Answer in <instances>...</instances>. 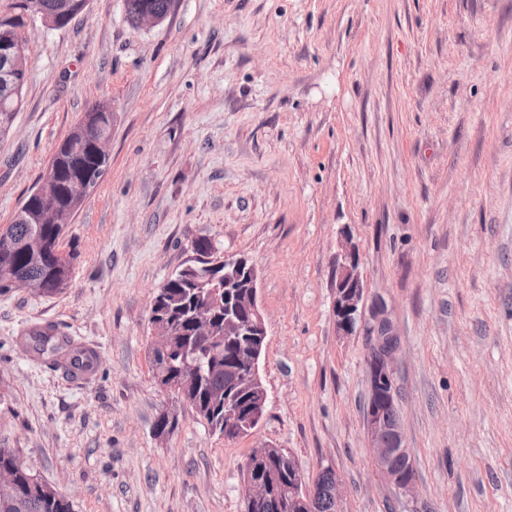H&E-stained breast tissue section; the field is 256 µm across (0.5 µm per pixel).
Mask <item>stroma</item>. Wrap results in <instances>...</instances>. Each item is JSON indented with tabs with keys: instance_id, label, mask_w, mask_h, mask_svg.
Instances as JSON below:
<instances>
[{
	"instance_id": "35a3bbf8",
	"label": "stroma",
	"mask_w": 512,
	"mask_h": 512,
	"mask_svg": "<svg viewBox=\"0 0 512 512\" xmlns=\"http://www.w3.org/2000/svg\"><path fill=\"white\" fill-rule=\"evenodd\" d=\"M26 38L0 227L93 105L112 139L65 230L68 287L0 293L1 448L74 512H244L262 443L306 483L331 468L342 512H512V0H174L144 29L88 0ZM343 228L400 338L408 494L372 464L369 338L336 332ZM200 236L259 270L270 400L232 441L189 414L154 428L150 299ZM47 323L98 352L94 378L25 351Z\"/></svg>"
}]
</instances>
